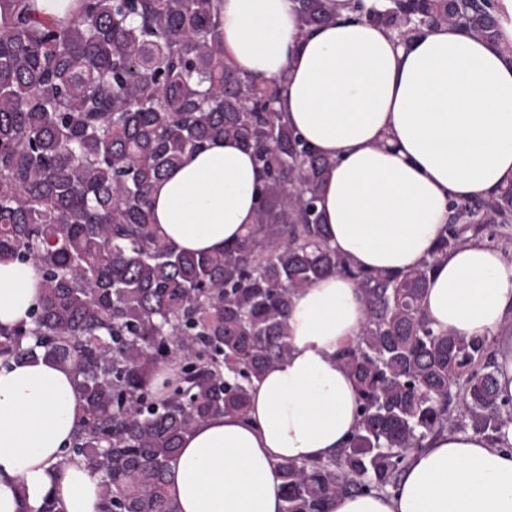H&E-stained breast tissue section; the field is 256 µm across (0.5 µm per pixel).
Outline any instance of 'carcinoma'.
<instances>
[{"label": "carcinoma", "instance_id": "carcinoma-1", "mask_svg": "<svg viewBox=\"0 0 512 512\" xmlns=\"http://www.w3.org/2000/svg\"><path fill=\"white\" fill-rule=\"evenodd\" d=\"M301 28L335 0H295ZM63 22L32 0H0V260L38 264L29 326L0 325V358L42 348L85 399L69 454L97 477L105 512H178L166 476L181 439L218 414L243 416L249 389L289 353L291 296L329 274L354 280L365 321L338 362L360 398L335 458L278 464L282 512H330L341 495L397 488L431 434L497 445L512 425L486 336L436 332L422 311L440 257L496 224L512 249V182L453 200L432 255L407 272L355 268L317 208L331 160L288 125L279 87L224 56L220 0H78ZM354 18L404 42L455 26L512 57L497 0H386ZM216 138L254 154L255 223L218 253H183L152 223V187Z\"/></svg>", "mask_w": 512, "mask_h": 512}]
</instances>
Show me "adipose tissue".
<instances>
[{"mask_svg":"<svg viewBox=\"0 0 512 512\" xmlns=\"http://www.w3.org/2000/svg\"><path fill=\"white\" fill-rule=\"evenodd\" d=\"M335 21L301 32L293 0H221L222 46L276 82L289 124L334 162L318 202L336 252L364 270L405 272L434 250L454 199L512 182V60L466 31ZM263 175L250 150L216 139L155 183L156 230L179 252H219L253 224ZM36 265L0 260V324L30 322ZM422 310L433 328L494 341L512 396V262L470 241L442 257ZM356 283L330 274L297 292L287 360L249 391L246 416L215 415L185 435L166 489L180 512H282L276 466L326 461L356 429L359 395L337 354L356 340ZM84 415L72 372L45 356L0 362V512H105L97 478L67 450ZM508 448L443 432L411 453L397 491L339 496L332 512H512Z\"/></svg>","mask_w":512,"mask_h":512,"instance_id":"ef3b65f1","label":"adipose tissue"}]
</instances>
